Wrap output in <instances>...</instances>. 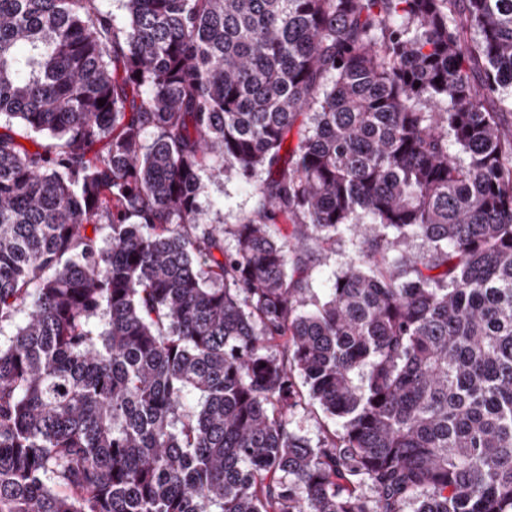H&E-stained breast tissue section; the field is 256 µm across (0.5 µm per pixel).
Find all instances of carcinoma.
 <instances>
[{"label": "carcinoma", "instance_id": "obj_1", "mask_svg": "<svg viewBox=\"0 0 512 512\" xmlns=\"http://www.w3.org/2000/svg\"><path fill=\"white\" fill-rule=\"evenodd\" d=\"M101 2L0 0V512H512V0ZM224 199V209L212 210L209 218L216 224H239L249 214L254 199L235 177L206 182L203 201ZM361 235H354L350 231L342 234L341 239L335 246V252L323 251L317 245L310 242L311 265L313 266V286L322 288V279L344 267L345 263L353 256L354 252L362 246ZM292 429L300 436L315 445L325 429L340 430V421L327 417L317 405L306 401L294 410Z\"/></svg>", "mask_w": 512, "mask_h": 512}]
</instances>
